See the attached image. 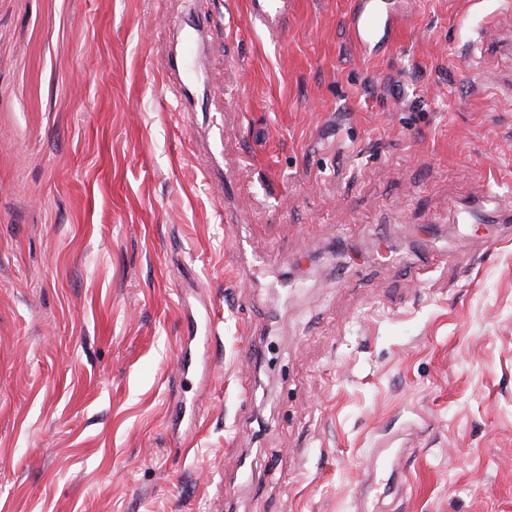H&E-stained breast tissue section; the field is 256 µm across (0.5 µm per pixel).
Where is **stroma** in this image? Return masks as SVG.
Segmentation results:
<instances>
[{
  "label": "stroma",
  "mask_w": 512,
  "mask_h": 512,
  "mask_svg": "<svg viewBox=\"0 0 512 512\" xmlns=\"http://www.w3.org/2000/svg\"><path fill=\"white\" fill-rule=\"evenodd\" d=\"M247 2L0 0V512H512V20ZM249 12L267 32L278 37L288 26L292 11V0H249ZM348 19V27L359 48L374 50L393 44L394 0H360Z\"/></svg>",
  "instance_id": "obj_1"
}]
</instances>
